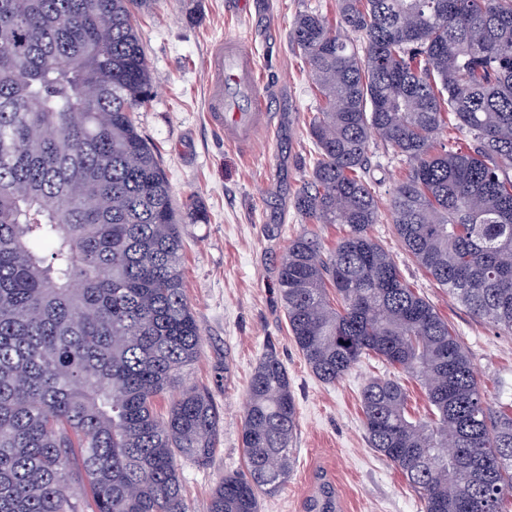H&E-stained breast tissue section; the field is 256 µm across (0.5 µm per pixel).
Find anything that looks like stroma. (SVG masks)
<instances>
[{"instance_id": "stroma-1", "label": "stroma", "mask_w": 512, "mask_h": 512, "mask_svg": "<svg viewBox=\"0 0 512 512\" xmlns=\"http://www.w3.org/2000/svg\"><path fill=\"white\" fill-rule=\"evenodd\" d=\"M303 12L338 17L335 0H158L138 23L154 92L134 119L158 151L182 216L184 291L202 332L198 359L182 381L207 387L222 416L211 466L182 465L185 506L187 512H208L225 473L244 470L247 386L270 351L288 371L298 425L294 469L284 489L263 500L261 512H305L323 481L335 490L337 512H420L402 475L369 447L363 424L365 383L392 375V368L365 358L339 381L322 382L288 332L278 271L289 241L306 227L294 200L318 157L308 120L319 100L305 59L288 39L294 17ZM226 39L253 46L271 116L269 129L259 131L246 149L226 144L205 112V62L211 48ZM369 158L368 178L385 211L407 168L377 138L370 142ZM193 201L203 206L206 222L195 221ZM371 234L462 338L492 402L512 401V334L450 299L407 259L387 220L374 224Z\"/></svg>"}]
</instances>
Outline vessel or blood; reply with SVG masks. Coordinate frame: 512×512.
Masks as SVG:
<instances>
[{"label": "vessel or blood", "instance_id": "1", "mask_svg": "<svg viewBox=\"0 0 512 512\" xmlns=\"http://www.w3.org/2000/svg\"><path fill=\"white\" fill-rule=\"evenodd\" d=\"M206 71L210 120L223 125L226 141L250 145L268 123L252 48L235 40L221 42L211 50Z\"/></svg>", "mask_w": 512, "mask_h": 512}]
</instances>
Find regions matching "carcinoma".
I'll return each mask as SVG.
<instances>
[{"mask_svg": "<svg viewBox=\"0 0 512 512\" xmlns=\"http://www.w3.org/2000/svg\"><path fill=\"white\" fill-rule=\"evenodd\" d=\"M157 0H0V512H186L180 461L215 456L220 411L185 385L201 328L185 298L181 218L133 112L152 93L137 16ZM339 28L298 15L291 45L320 107L295 198L334 249L295 236L278 286L288 329L321 381L376 356L396 379L361 407L371 448L421 512H503L512 403L493 409L461 337L370 235L378 137L407 165L389 216L407 257L476 319L512 333V0H337ZM359 33L355 42L348 32ZM464 150L437 149L450 130ZM297 403L273 354L249 382L246 472L209 512H260L294 467ZM307 512H336L324 483Z\"/></svg>", "mask_w": 512, "mask_h": 512, "instance_id": "obj_1", "label": "carcinoma"}]
</instances>
